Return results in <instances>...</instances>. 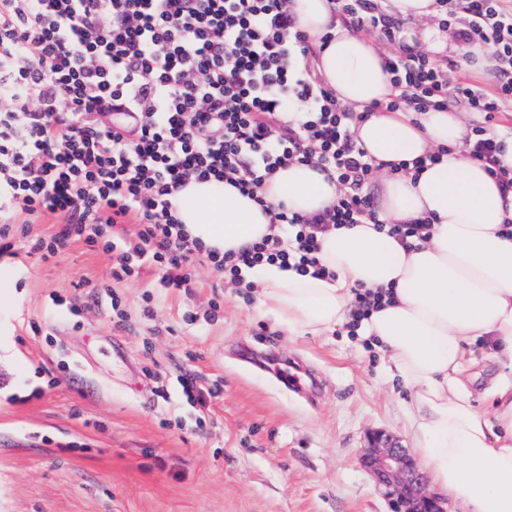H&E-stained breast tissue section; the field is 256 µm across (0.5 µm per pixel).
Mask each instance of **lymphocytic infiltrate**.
<instances>
[{
	"label": "lymphocytic infiltrate",
	"instance_id": "1",
	"mask_svg": "<svg viewBox=\"0 0 512 512\" xmlns=\"http://www.w3.org/2000/svg\"><path fill=\"white\" fill-rule=\"evenodd\" d=\"M386 0H335L343 19L390 46L386 107L419 112L462 106L476 115L467 146L503 189L512 169L487 125L512 107V0H438L437 25L464 46H488L491 89L457 62L409 52L410 30ZM286 0H0V253L18 217L66 222L30 250L50 257L80 240L112 255V278L151 264L166 287L184 288L199 264L219 279L277 263L327 276L317 236L339 224H375L368 194L379 169L353 138L360 115L338 103L310 68ZM130 112L129 128L86 114ZM312 165L342 188L313 218L280 209L276 234L239 253L190 237L173 195L188 179L229 181L257 196L280 168ZM132 241L116 247L118 225Z\"/></svg>",
	"mask_w": 512,
	"mask_h": 512
}]
</instances>
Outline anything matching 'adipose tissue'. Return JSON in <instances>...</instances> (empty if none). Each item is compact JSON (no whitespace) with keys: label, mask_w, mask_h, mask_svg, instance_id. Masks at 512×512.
I'll use <instances>...</instances> for the list:
<instances>
[{"label":"adipose tissue","mask_w":512,"mask_h":512,"mask_svg":"<svg viewBox=\"0 0 512 512\" xmlns=\"http://www.w3.org/2000/svg\"><path fill=\"white\" fill-rule=\"evenodd\" d=\"M289 8L311 40L316 73L336 100L366 112L351 132L370 158L397 164L435 151L441 157L420 172L382 174L376 187L381 222L429 218L426 242L405 247L373 224L333 228L319 237L329 277L275 264L251 272L260 308L289 331L320 335L348 322L355 289L392 292L358 333L387 355L411 391L408 412L430 481L471 512H512V391L500 390L487 415L460 379L465 345L476 339L512 372V235L505 232L512 191L502 192L470 157L466 113L384 109L393 93L384 54L343 24L332 0H290ZM338 194L326 173L294 163L264 184L263 202L226 181L193 179L174 206L191 237L225 253L270 235L273 209L311 216Z\"/></svg>","instance_id":"1"}]
</instances>
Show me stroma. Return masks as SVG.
Returning <instances> with one entry per match:
<instances>
[{
	"instance_id": "obj_1",
	"label": "stroma",
	"mask_w": 512,
	"mask_h": 512,
	"mask_svg": "<svg viewBox=\"0 0 512 512\" xmlns=\"http://www.w3.org/2000/svg\"><path fill=\"white\" fill-rule=\"evenodd\" d=\"M7 260L0 512H390L362 450L378 430L415 439L381 351L342 328L289 334L205 265L177 290L148 264L113 281L111 254L80 241ZM466 350L471 400L491 412L512 374L482 340ZM190 380L216 395L188 397Z\"/></svg>"
}]
</instances>
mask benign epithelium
Instances as JSON below:
<instances>
[{
	"mask_svg": "<svg viewBox=\"0 0 512 512\" xmlns=\"http://www.w3.org/2000/svg\"><path fill=\"white\" fill-rule=\"evenodd\" d=\"M391 512H446L445 502L427 489L426 473L393 436L375 432L361 456Z\"/></svg>",
	"mask_w": 512,
	"mask_h": 512,
	"instance_id": "obj_1",
	"label": "benign epithelium"
}]
</instances>
